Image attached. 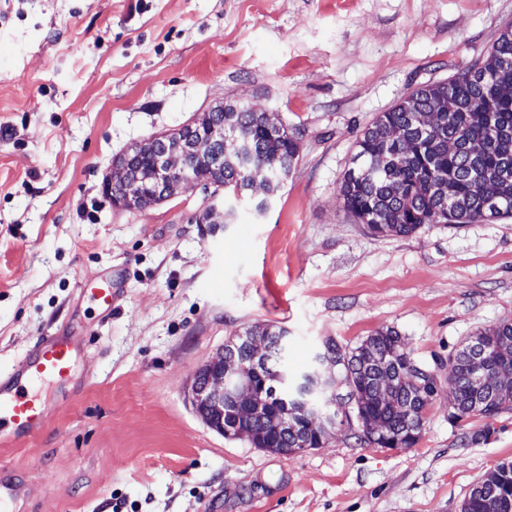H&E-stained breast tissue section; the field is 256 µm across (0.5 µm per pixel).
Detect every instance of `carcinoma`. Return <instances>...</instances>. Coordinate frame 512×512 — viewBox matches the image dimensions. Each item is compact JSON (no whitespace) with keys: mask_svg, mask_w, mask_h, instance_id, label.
<instances>
[{"mask_svg":"<svg viewBox=\"0 0 512 512\" xmlns=\"http://www.w3.org/2000/svg\"><path fill=\"white\" fill-rule=\"evenodd\" d=\"M193 128L214 136V156L191 158L195 185L214 198L224 193L228 216L236 201L252 196L254 175L267 177L265 198L273 201L297 168L300 139L264 112L226 102L205 113ZM157 139L132 145L113 165H125L146 187L141 207L154 196L152 172ZM339 198L347 215L373 236H409L425 225L460 228L512 218V26H504L490 50L456 76L426 84L366 126L355 142L352 166L343 175ZM284 327L250 328L243 336L265 337L268 356L250 365L247 380L255 399L240 423L257 448L291 455L321 448L325 435L304 421L283 427L294 410L279 399L278 378L288 372ZM490 347L483 383L473 382L469 362L474 349L453 355L448 376L449 416L453 423L477 414L494 419L512 409V323L477 332ZM343 359L337 373L365 442L377 448H408L421 433L425 411L438 383L415 375L424 367L407 351L399 332L378 331L360 345L334 344ZM460 512H512V462L497 465L463 500Z\"/></svg>","mask_w":512,"mask_h":512,"instance_id":"carcinoma-1","label":"carcinoma"}]
</instances>
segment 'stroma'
I'll return each instance as SVG.
<instances>
[{"instance_id": "obj_1", "label": "stroma", "mask_w": 512, "mask_h": 512, "mask_svg": "<svg viewBox=\"0 0 512 512\" xmlns=\"http://www.w3.org/2000/svg\"><path fill=\"white\" fill-rule=\"evenodd\" d=\"M508 24L512 0H0V368L48 332L87 341L68 382L32 387L45 431L0 445L23 487L0 512H459L512 461V410L451 425L442 385L412 447L339 428L283 456L210 429L191 384L267 325L296 372L323 339L392 327L444 382L468 336L512 321V218L373 237L339 199L361 130ZM237 100L300 138L265 214L225 221L198 189L112 206L113 158ZM98 276L120 288L108 314L79 289Z\"/></svg>"}]
</instances>
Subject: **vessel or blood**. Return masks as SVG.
<instances>
[{
  "label": "vessel or blood",
  "mask_w": 512,
  "mask_h": 512,
  "mask_svg": "<svg viewBox=\"0 0 512 512\" xmlns=\"http://www.w3.org/2000/svg\"><path fill=\"white\" fill-rule=\"evenodd\" d=\"M79 352L72 337L48 333L40 337L35 353L0 373V437L30 439L44 429L49 410L34 399L29 386L38 380L67 381Z\"/></svg>",
  "instance_id": "obj_1"
}]
</instances>
